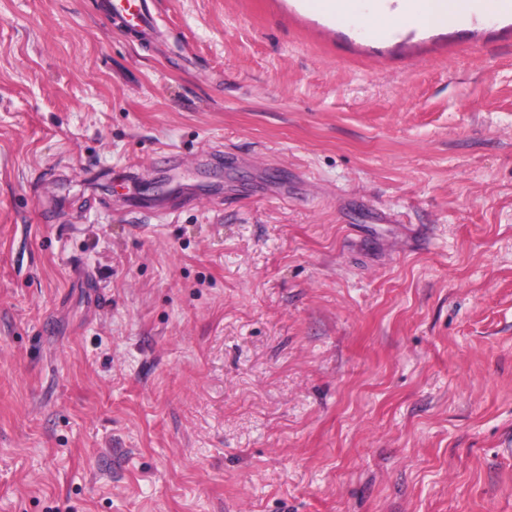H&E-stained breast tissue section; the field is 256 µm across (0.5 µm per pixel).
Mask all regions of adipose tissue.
Masks as SVG:
<instances>
[{
  "label": "adipose tissue",
  "instance_id": "1",
  "mask_svg": "<svg viewBox=\"0 0 512 512\" xmlns=\"http://www.w3.org/2000/svg\"><path fill=\"white\" fill-rule=\"evenodd\" d=\"M321 11L343 19L359 18L379 36L391 34L398 25L410 23L433 28L470 12L492 16L512 7V0H376L374 9L360 14L357 0H317Z\"/></svg>",
  "mask_w": 512,
  "mask_h": 512
}]
</instances>
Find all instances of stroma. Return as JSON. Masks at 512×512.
I'll list each match as a JSON object with an SVG mask.
<instances>
[{
	"label": "stroma",
	"instance_id": "stroma-1",
	"mask_svg": "<svg viewBox=\"0 0 512 512\" xmlns=\"http://www.w3.org/2000/svg\"><path fill=\"white\" fill-rule=\"evenodd\" d=\"M149 7L0 0V512H512V13ZM105 8L109 15L122 16L133 28L146 27L149 18L145 14V4L141 0H106Z\"/></svg>",
	"mask_w": 512,
	"mask_h": 512
}]
</instances>
